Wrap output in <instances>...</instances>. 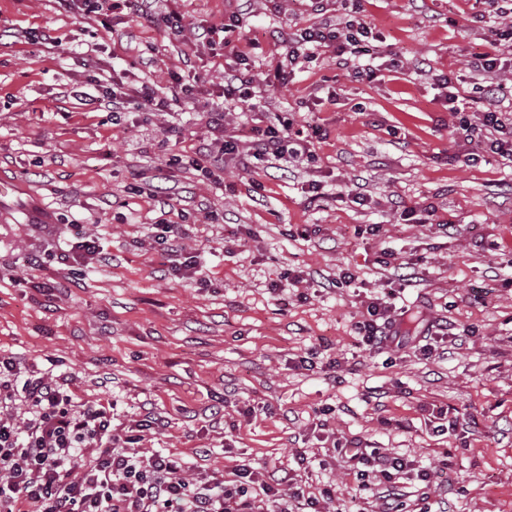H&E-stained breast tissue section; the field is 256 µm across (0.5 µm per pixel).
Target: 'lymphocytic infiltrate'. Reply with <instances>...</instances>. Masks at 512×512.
I'll use <instances>...</instances> for the list:
<instances>
[{
    "mask_svg": "<svg viewBox=\"0 0 512 512\" xmlns=\"http://www.w3.org/2000/svg\"><path fill=\"white\" fill-rule=\"evenodd\" d=\"M373 39L359 6H352L335 21L282 36L277 42L281 54L274 79L288 85L323 50L350 61L373 55ZM254 48L251 42L232 47L236 65L224 75L218 102L192 96L166 98L151 84L130 90L117 80L104 97L134 112H165L184 104L206 114L219 136L194 166L213 182L218 179L215 163L219 160L248 164L313 160L310 145L325 136L324 129L314 123L305 131L288 119L255 127L246 141L225 135L226 115L256 94ZM436 83L440 99L459 117L458 131L468 146L465 163H477L488 152L512 162V126L502 112L489 109L480 112L477 120H469L461 114L460 92L452 78L441 75ZM366 313L355 324L359 342L377 350L393 346L402 309L377 296L368 303ZM317 428L322 442L330 444L347 471L356 476L360 489L372 491L380 501L377 512H407L396 491V476L428 486L435 482L434 471L409 457L365 448L354 439L341 441L323 422ZM144 430V424L138 423L131 426L129 435L116 436L111 411L76 401L51 376L22 375L12 357L0 355V512H368L360 503L347 511L336 507L333 487L307 493L244 464L218 476L187 473L180 458L139 449Z\"/></svg>",
    "mask_w": 512,
    "mask_h": 512,
    "instance_id": "lymphocytic-infiltrate-1",
    "label": "lymphocytic infiltrate"
}]
</instances>
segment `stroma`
Masks as SVG:
<instances>
[{"label": "stroma", "instance_id": "35a3bbf8", "mask_svg": "<svg viewBox=\"0 0 512 512\" xmlns=\"http://www.w3.org/2000/svg\"><path fill=\"white\" fill-rule=\"evenodd\" d=\"M361 5L399 68L368 82L326 52L287 87L258 93L256 110L230 115L231 127L321 124L317 158L228 163L214 184L190 164L213 137L202 113L116 117L75 94L117 78L164 96L176 73L186 83L204 76L196 97L217 98L226 61L195 36L237 0H178V40L123 4L103 21L63 0H0V177L21 185L0 214V352L110 408L115 428L151 421L142 447L177 454L192 473L247 464L308 492L334 483L337 499L351 501L360 491L342 462L317 464L326 451L311 424L325 416L337 438L433 469L448 460L427 491L448 512H512V163L488 153L464 164L457 120L432 87L447 74L471 89L474 48L503 20L488 0ZM243 7L241 36L259 42L262 77L278 59L275 33L336 15L333 0L322 15L307 0ZM171 126L181 137L160 146ZM143 172L156 197L135 193ZM315 181L324 195L313 203ZM358 193L367 205L354 203ZM34 204L48 223L30 221ZM414 204L433 206L428 225L402 220ZM210 211L223 223H205ZM165 217L188 229L208 287L172 270L151 233ZM84 233L98 237L105 261L62 263ZM387 252L408 268L381 266ZM346 269L354 282L333 287ZM291 270L308 299L284 305L270 286ZM386 288L405 310L393 356L366 350L353 331L366 298ZM462 331L443 357L414 352L424 335ZM439 410L454 429L436 433Z\"/></svg>", "mask_w": 512, "mask_h": 512}]
</instances>
